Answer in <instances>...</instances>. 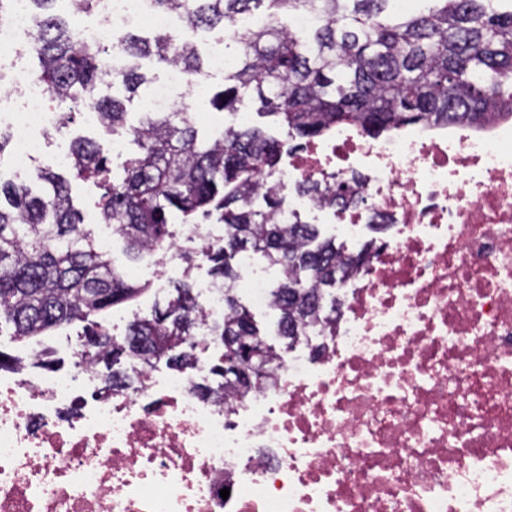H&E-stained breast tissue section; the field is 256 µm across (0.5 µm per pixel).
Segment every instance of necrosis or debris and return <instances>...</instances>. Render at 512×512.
I'll return each instance as SVG.
<instances>
[{
    "label": "necrosis or debris",
    "mask_w": 512,
    "mask_h": 512,
    "mask_svg": "<svg viewBox=\"0 0 512 512\" xmlns=\"http://www.w3.org/2000/svg\"><path fill=\"white\" fill-rule=\"evenodd\" d=\"M96 14L84 42L182 21L149 0ZM32 25L28 0L0 16V128L29 159L61 122L19 60ZM306 180L357 190L345 235L391 229L312 342L228 408L192 395L198 365L115 392L83 349L70 371L28 372L26 355L0 371V512H512V120L336 126L270 175L283 222L343 214L297 194ZM223 239L184 225L158 264Z\"/></svg>",
    "instance_id": "1"
}]
</instances>
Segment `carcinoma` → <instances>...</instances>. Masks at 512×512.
<instances>
[{
    "label": "carcinoma",
    "instance_id": "carcinoma-1",
    "mask_svg": "<svg viewBox=\"0 0 512 512\" xmlns=\"http://www.w3.org/2000/svg\"><path fill=\"white\" fill-rule=\"evenodd\" d=\"M153 2L181 13L188 28L233 31L239 53L224 68L219 109L237 115L253 87L264 114L304 138H319L342 123L373 136L418 123L478 125L495 105L512 104V0H416L412 10L389 12L385 5L393 0ZM30 3L39 8L29 38L36 72L63 117L79 107L93 109L107 132L136 147L124 176L112 179L100 204L102 220L122 238L129 257L167 247L171 214L184 224L212 216L224 224V242L204 252L213 280L224 284V321L211 332L224 345V356L249 349L255 357L250 379L226 376L224 365H216L211 372L222 381L198 384L193 393L218 400L252 393L319 322L323 301L336 305V288L360 265V256L341 253L334 239L320 238L314 224L279 222L283 199L262 177L275 171L281 147L261 129L234 120L224 125L222 137L201 139L184 109L175 107L146 112L131 126L124 100L100 94L104 83L130 94L145 83L133 64L107 78L101 58L109 51L130 60L153 56L193 77L201 70L193 43L159 32L151 43L128 34L116 43L89 45L67 21L46 12L56 0ZM264 4V23L236 25L239 16ZM301 13L314 16L311 27L297 32L284 24ZM68 166L79 178L108 172L101 145L88 139L73 141ZM36 177L39 194L0 175V324L11 325L14 340L36 342L74 321L88 323V355L105 365V382L116 390L139 383L116 369L124 357L145 369L162 360L176 370L194 366L191 339L205 315L193 284L182 281L165 307L149 316L133 313L125 336H112L107 315L134 309L146 286L89 239L68 178L42 169ZM297 191L333 205L359 202L345 185L305 181ZM258 196L267 209L253 207ZM248 251L278 271L270 289L278 351L264 342L253 313L235 295L232 260Z\"/></svg>",
    "mask_w": 512,
    "mask_h": 512
}]
</instances>
